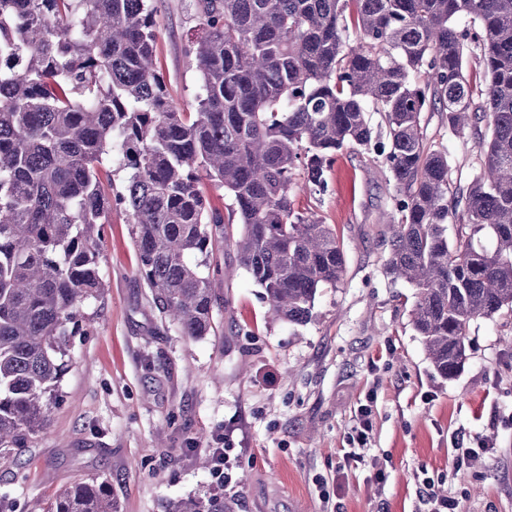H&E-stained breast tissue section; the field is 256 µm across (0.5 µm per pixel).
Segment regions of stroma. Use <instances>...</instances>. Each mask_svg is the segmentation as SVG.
<instances>
[{
	"mask_svg": "<svg viewBox=\"0 0 512 512\" xmlns=\"http://www.w3.org/2000/svg\"><path fill=\"white\" fill-rule=\"evenodd\" d=\"M157 65L170 99L191 111L197 88L187 54L195 0H154ZM446 150L452 177L479 167L473 136L444 113L422 116ZM314 194L296 183V211L317 212L344 242L343 284L316 298L303 325L267 320L263 290L234 250L214 278L219 334L183 336L150 305L131 226L113 212L101 245L103 298L85 305L49 433L0 460V512H45L63 487L107 479L120 512H163L189 495L233 499L235 512H420L423 482L456 512H512V313L479 318L468 359L441 378L411 321L415 288L384 271L393 181L347 148ZM370 405L365 463L344 456L358 409ZM492 444L456 467V446ZM225 448L226 477L196 464Z\"/></svg>",
	"mask_w": 512,
	"mask_h": 512,
	"instance_id": "obj_1",
	"label": "stroma"
}]
</instances>
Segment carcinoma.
Wrapping results in <instances>:
<instances>
[{"label":"carcinoma","instance_id":"obj_1","mask_svg":"<svg viewBox=\"0 0 512 512\" xmlns=\"http://www.w3.org/2000/svg\"><path fill=\"white\" fill-rule=\"evenodd\" d=\"M196 8L199 81L184 112L156 65L152 0H0V459L50 431L83 306L105 293L114 208L132 224L151 304L183 335L217 329L212 273L227 247L273 318L304 324L346 261L332 225L295 211L290 192L299 179L326 192L335 156L359 147L393 180L385 269L416 288L412 324L435 372L463 367L472 321L512 312V0ZM436 108L452 133L478 136L464 188L426 142L422 113ZM107 162L125 173L117 191ZM208 185L231 199L239 233ZM481 234L493 248L475 244ZM48 512L119 510L107 480L91 478ZM165 512L233 505L188 496Z\"/></svg>","mask_w":512,"mask_h":512}]
</instances>
